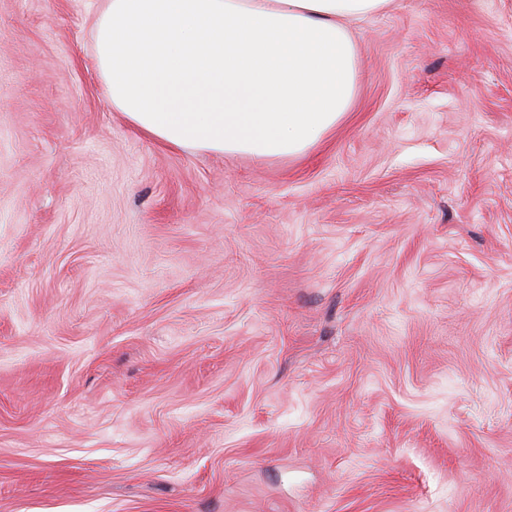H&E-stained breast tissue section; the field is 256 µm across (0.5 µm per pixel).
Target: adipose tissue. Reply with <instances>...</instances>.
I'll return each instance as SVG.
<instances>
[{"mask_svg":"<svg viewBox=\"0 0 512 512\" xmlns=\"http://www.w3.org/2000/svg\"><path fill=\"white\" fill-rule=\"evenodd\" d=\"M388 0H105L92 28L115 111L174 149L302 156L346 117V23Z\"/></svg>","mask_w":512,"mask_h":512,"instance_id":"ef3b65f1","label":"adipose tissue"}]
</instances>
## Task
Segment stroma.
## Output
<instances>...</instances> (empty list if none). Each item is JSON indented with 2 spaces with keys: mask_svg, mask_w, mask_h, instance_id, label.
I'll list each match as a JSON object with an SVG mask.
<instances>
[{
  "mask_svg": "<svg viewBox=\"0 0 512 512\" xmlns=\"http://www.w3.org/2000/svg\"><path fill=\"white\" fill-rule=\"evenodd\" d=\"M102 2L0 0V512H512V0L269 161L114 111Z\"/></svg>",
  "mask_w": 512,
  "mask_h": 512,
  "instance_id": "obj_1",
  "label": "stroma"
}]
</instances>
